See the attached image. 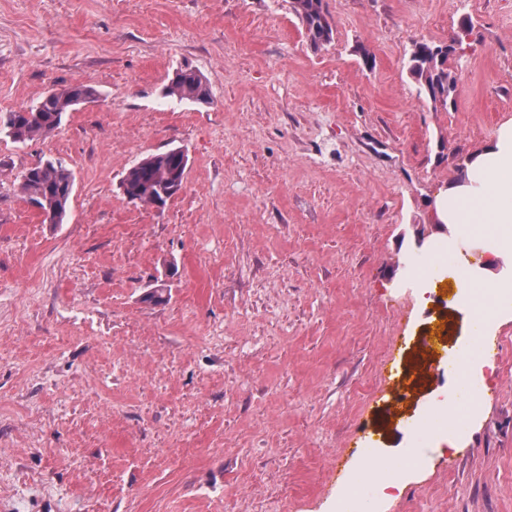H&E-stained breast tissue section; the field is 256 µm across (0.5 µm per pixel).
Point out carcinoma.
Wrapping results in <instances>:
<instances>
[{
	"instance_id": "1",
	"label": "carcinoma",
	"mask_w": 512,
	"mask_h": 512,
	"mask_svg": "<svg viewBox=\"0 0 512 512\" xmlns=\"http://www.w3.org/2000/svg\"><path fill=\"white\" fill-rule=\"evenodd\" d=\"M292 11L302 23L311 43L318 47L331 42L333 26L325 0H291ZM454 52L451 44L435 45L423 41L412 43L408 71L417 84L418 95L433 104L447 106L456 93V81L446 62ZM98 91L82 83L72 84L47 95L30 109L1 112L0 119L10 118L9 138L25 143L47 136L62 124V118L74 110L76 102L92 99ZM164 95L179 100L200 102L211 98L204 77L193 70L176 73ZM187 161L179 148L152 153L133 164L121 181L126 197L135 203L154 206L175 196L183 187ZM72 172L60 161L48 160L27 169L19 183L20 192L40 206L44 221L59 224L67 213L73 191Z\"/></svg>"
}]
</instances>
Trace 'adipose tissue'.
<instances>
[{
  "label": "adipose tissue",
  "instance_id": "adipose-tissue-1",
  "mask_svg": "<svg viewBox=\"0 0 512 512\" xmlns=\"http://www.w3.org/2000/svg\"><path fill=\"white\" fill-rule=\"evenodd\" d=\"M432 221L448 229L449 271L457 288L495 291L490 312L470 309L474 325L493 331L512 321V119L466 160L459 179L440 190ZM471 224L489 225L490 236L472 235ZM476 248L485 254L484 262H470Z\"/></svg>",
  "mask_w": 512,
  "mask_h": 512
}]
</instances>
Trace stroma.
Returning a JSON list of instances; mask_svg holds the SVG:
<instances>
[{
  "instance_id": "stroma-1",
  "label": "stroma",
  "mask_w": 512,
  "mask_h": 512,
  "mask_svg": "<svg viewBox=\"0 0 512 512\" xmlns=\"http://www.w3.org/2000/svg\"><path fill=\"white\" fill-rule=\"evenodd\" d=\"M0 0V112L80 82L46 137H0V512H339L356 441L398 458L472 332L442 266L416 297L437 193L512 117V0ZM454 102L419 98L447 44ZM207 104L164 96L177 71ZM188 154L164 206L123 193ZM74 176L62 223L18 188ZM164 286L166 299L146 301ZM464 448L425 449L388 512H512V323ZM291 4L293 13L315 47L331 42L333 26L325 0H293ZM455 50L453 44L435 45L414 41L408 58V71L417 84L418 96L433 104L448 105L456 93V81L446 62ZM182 149L171 148L148 154L133 164L121 181L126 197L135 203L154 206L175 196L183 187L187 170Z\"/></svg>"
}]
</instances>
